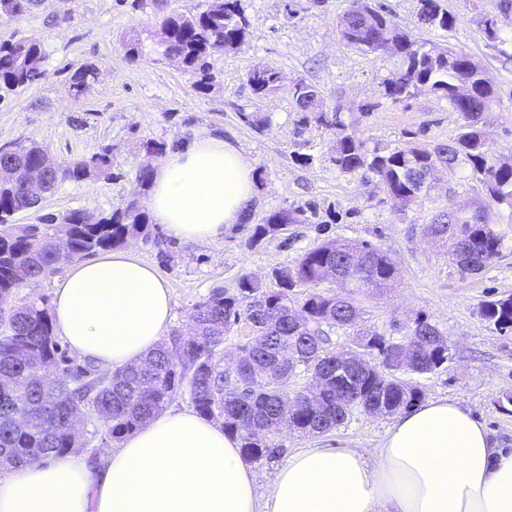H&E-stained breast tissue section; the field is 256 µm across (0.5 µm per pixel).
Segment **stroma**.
Instances as JSON below:
<instances>
[{"label":"stroma","mask_w":512,"mask_h":512,"mask_svg":"<svg viewBox=\"0 0 512 512\" xmlns=\"http://www.w3.org/2000/svg\"><path fill=\"white\" fill-rule=\"evenodd\" d=\"M394 23L428 49L463 50L481 63L497 92L489 114L495 155L512 153V25L499 40L479 29L483 16L499 14L500 0H438L451 13V28H431L420 20V0H383ZM351 0H243L249 20L237 49L210 60L212 81L199 89L197 79L172 62L130 59L124 35L151 41L162 36L164 17L194 14L205 0H167L162 9H134L116 0H43L32 13L0 17V41L28 36L44 51V78L0 96V148L34 141L62 163L110 147L113 178L60 182L40 211L23 212L16 223H37L72 209L106 215L131 199L147 204L149 194L136 181L139 168L152 165L148 141L173 147L202 133L229 139L254 163L256 203L244 223L214 243L170 238L163 225L151 224V238L129 243L137 257L152 265L171 294L170 332L187 331L196 304L215 289L234 292L242 276L275 288V268L294 266L307 250L328 240L367 241L395 262L392 287L360 299V326L396 340L424 315L448 339L453 360L447 370L419 377L423 400L453 398L485 425L498 447L512 449V332L483 319L484 301L512 294V239L501 258L480 275L461 274L442 243L428 238L424 226L434 207L448 198L465 204L478 198L480 185L467 163L438 168L431 199L397 211L387 196L362 175L341 174L331 157L334 130L303 121L293 98L296 83L315 86L328 112H341L350 133L368 147H431L455 138L458 113L437 94L423 93L398 102L383 98V83L398 69L396 59L349 46L337 28ZM281 73V85L257 97L247 74L257 63ZM89 68L81 96H74L72 75ZM278 209H299L300 223L254 239L257 224ZM393 418L353 411L337 429L319 435L283 432L278 453L251 462L262 488L300 448L378 447Z\"/></svg>","instance_id":"1"}]
</instances>
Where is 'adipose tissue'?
<instances>
[{
	"label": "adipose tissue",
	"instance_id": "ef3b65f1",
	"mask_svg": "<svg viewBox=\"0 0 512 512\" xmlns=\"http://www.w3.org/2000/svg\"><path fill=\"white\" fill-rule=\"evenodd\" d=\"M254 165L205 134L151 172L149 208L180 241L223 239L256 200ZM55 330L71 350L114 369L140 362L171 320L156 269L122 251L73 263L57 285ZM0 512H512V452L460 402L399 414L374 452L302 448L262 492L239 442L214 422L165 413L103 465L66 455L8 469Z\"/></svg>",
	"mask_w": 512,
	"mask_h": 512
}]
</instances>
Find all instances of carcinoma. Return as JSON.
Wrapping results in <instances>:
<instances>
[{
	"label": "carcinoma",
	"mask_w": 512,
	"mask_h": 512,
	"mask_svg": "<svg viewBox=\"0 0 512 512\" xmlns=\"http://www.w3.org/2000/svg\"><path fill=\"white\" fill-rule=\"evenodd\" d=\"M39 0H0V15L22 16L37 8ZM422 23L449 29L454 17L440 7L421 9ZM370 25L357 11L340 20L342 34L355 48L378 52L392 42L404 53L407 73L383 83L384 96L394 101L419 93L440 94L463 123L456 138L429 149L408 146L370 151L363 141L346 132L341 113L327 112L316 87L298 83L293 97L303 113L336 131L332 161L344 174L364 170L373 174L376 187L401 210L417 203V192L434 164L449 168L461 159L481 183L484 197L472 207L459 209L454 197L436 208L426 233L448 243L463 274H477L499 258L506 233L497 229L498 206H512V157L493 156L486 150L489 125L486 117L496 99L492 84L476 79L480 63L462 50H424L391 19L387 8H376ZM163 42L145 44L132 34L124 41L129 57L156 54L173 60L185 70L201 75L206 87L208 59L217 52L240 46L246 34L241 0H208L192 18L171 15ZM43 49L34 38L0 42V89L13 91L41 81ZM280 72L257 64L248 72L254 94L262 98L280 86ZM45 149L36 143H17L12 154L0 155L1 165L26 170L42 165ZM99 174L112 172L109 148L81 160L62 164L44 173L45 193H52L65 179L88 178V165ZM32 209L19 186L0 185V216L5 218ZM300 210H278L257 225L254 239L274 235L295 222ZM55 217L18 231L0 229V467H20L30 459L40 461L65 455L85 446L72 426V414L85 409L109 434L120 440L162 413L176 396L187 394L196 412L219 423L224 432L239 438L243 457H272L274 439L287 430L323 434L343 425L356 409L382 401L387 414L419 403L421 391L415 378L448 368V344L438 341L441 332L425 317L411 330L406 345L377 331L360 330L356 338L376 352L377 363L339 367L336 354L327 351L323 326L358 324V297L396 280L394 263L379 247L369 244L323 242L308 250L292 268L272 271L279 288L269 290L249 276L240 278L233 293L216 290L195 306L193 334H174L158 344L138 363L99 376L92 369H65L57 373L63 355L48 308L25 301L18 293L32 282L57 272L99 249L119 246L128 239L149 234L146 215L138 200L117 209L97 224L84 223L83 211L63 216L68 224L64 246L54 241ZM333 271L353 276L356 283L340 297L321 291ZM298 284L307 288L302 301L290 296ZM480 314L500 330H512V296L487 300ZM251 324L254 336L241 348L233 368L224 366V340L241 321ZM293 353L294 361L279 363L280 354ZM320 372L326 378L318 390L301 392L296 378L301 372Z\"/></svg>",
	"instance_id": "obj_1"
}]
</instances>
